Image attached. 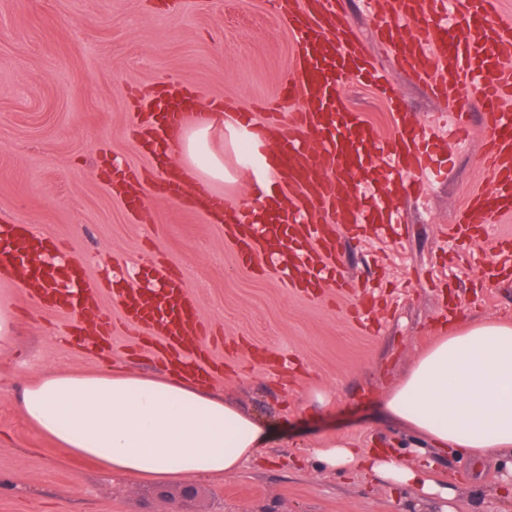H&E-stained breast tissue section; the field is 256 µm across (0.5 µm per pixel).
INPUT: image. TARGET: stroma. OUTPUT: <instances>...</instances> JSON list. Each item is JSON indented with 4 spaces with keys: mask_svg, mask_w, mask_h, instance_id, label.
Wrapping results in <instances>:
<instances>
[{
    "mask_svg": "<svg viewBox=\"0 0 512 512\" xmlns=\"http://www.w3.org/2000/svg\"><path fill=\"white\" fill-rule=\"evenodd\" d=\"M343 2L412 121L424 129L448 123L453 109L396 66L360 0ZM297 52L287 19L267 0H0V220L64 241L88 275L103 279L105 307L156 262L180 271L196 295L214 336L210 356L221 366L210 387L277 437L262 461L193 479L197 494L186 512H415L413 491L315 468L303 454L336 437L382 445L416 465V437L384 416V395L461 322L512 321V268L488 278L492 254L446 236L469 194L489 186L480 166L488 132L469 87L458 88L456 107L470 112L471 130L445 148L440 175L426 184L409 174L399 181L402 224L343 240L351 286L340 293L289 289L277 276L255 274L236 258L224 226L188 202L146 195L147 220L136 221L106 175L117 158L158 180L132 128L143 98L161 83L194 90L203 105L228 100L254 111L277 101ZM342 90L393 139L395 122L377 90L355 83ZM0 302L17 316L16 347L0 353V512H168L183 481L133 480L63 458L17 404L23 384L46 369L146 374L165 363L126 334L113 336L107 357L65 341L68 312L30 303L2 274ZM266 357L285 360L287 376L263 366ZM432 459L457 512H512V499L497 493L506 463L477 469L438 450Z\"/></svg>",
    "mask_w": 512,
    "mask_h": 512,
    "instance_id": "35a3bbf8",
    "label": "stroma"
}]
</instances>
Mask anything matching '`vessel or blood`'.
I'll use <instances>...</instances> for the list:
<instances>
[{
	"label": "vessel or blood",
	"mask_w": 512,
	"mask_h": 512,
	"mask_svg": "<svg viewBox=\"0 0 512 512\" xmlns=\"http://www.w3.org/2000/svg\"><path fill=\"white\" fill-rule=\"evenodd\" d=\"M339 0H271L287 12L298 39L297 68L281 87L294 109L276 112L258 131L274 145L281 193L258 195L256 209L233 222L229 241L239 258L272 260L287 270L293 288H315L324 280L345 287L338 258L336 224H388L401 171L426 173L431 154L408 121V107L393 91L364 44L353 37ZM380 41L402 67L436 98L450 101L457 84L468 83L483 107L489 148L482 167L488 189L473 193L460 209L451 234L468 241L493 234L512 208V20L494 15V0H369ZM358 80L379 87L392 113L396 136L386 141L361 113L346 103L340 87ZM156 103L165 113L152 124L153 142L169 144L182 125L198 117L195 99L170 88ZM324 164H317V157ZM114 182L130 186V209L145 211L132 168L113 165ZM60 244L31 226L0 223V273L17 281L36 305L77 310L73 330L85 345L102 348L118 326L143 329L150 344L180 361L184 371L202 375L209 355L206 327L197 299L183 278L164 266L151 271L152 287L122 292L121 321L100 302L101 288L79 261L63 258Z\"/></svg>",
	"instance_id": "obj_1"
}]
</instances>
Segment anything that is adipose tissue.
<instances>
[{
  "label": "adipose tissue",
  "mask_w": 512,
  "mask_h": 512,
  "mask_svg": "<svg viewBox=\"0 0 512 512\" xmlns=\"http://www.w3.org/2000/svg\"><path fill=\"white\" fill-rule=\"evenodd\" d=\"M224 150L213 149L215 130ZM178 148L191 181L276 184L271 145L256 128L210 103L182 127ZM25 418L58 452L97 462L135 479L221 477L256 460L274 439L257 416L204 385L167 372L160 377L44 372L18 398ZM389 419L426 448L512 458V324L464 322L410 367L383 398ZM308 461L342 474L358 469L382 484L415 489L421 504L444 503L448 490L429 464L405 466L395 453L340 441L307 451Z\"/></svg>",
  "instance_id": "obj_1"
}]
</instances>
